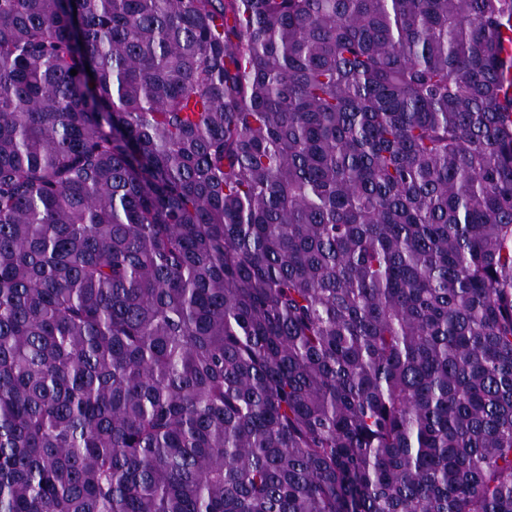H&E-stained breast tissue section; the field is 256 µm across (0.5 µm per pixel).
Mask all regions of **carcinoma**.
<instances>
[{
    "label": "carcinoma",
    "mask_w": 512,
    "mask_h": 512,
    "mask_svg": "<svg viewBox=\"0 0 512 512\" xmlns=\"http://www.w3.org/2000/svg\"><path fill=\"white\" fill-rule=\"evenodd\" d=\"M505 29L0 0V512H512Z\"/></svg>",
    "instance_id": "carcinoma-1"
}]
</instances>
